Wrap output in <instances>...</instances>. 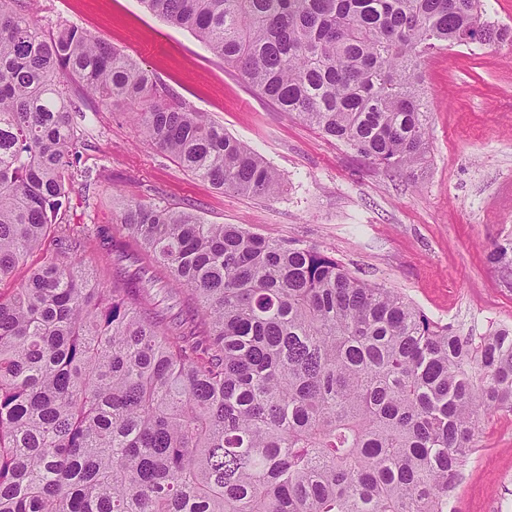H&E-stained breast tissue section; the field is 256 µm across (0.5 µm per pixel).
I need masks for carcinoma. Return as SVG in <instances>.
Wrapping results in <instances>:
<instances>
[{
  "instance_id": "cac0c4a2",
  "label": "carcinoma",
  "mask_w": 512,
  "mask_h": 512,
  "mask_svg": "<svg viewBox=\"0 0 512 512\" xmlns=\"http://www.w3.org/2000/svg\"><path fill=\"white\" fill-rule=\"evenodd\" d=\"M0 0V283L50 237L85 118L70 83L139 109L145 142L216 189L280 174L130 56ZM261 95L390 170L427 159L422 61L512 42L480 0H141ZM0 292V512H448L485 416L512 412V327L458 336L332 256L131 203ZM166 283L184 313L156 301Z\"/></svg>"
}]
</instances>
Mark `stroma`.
<instances>
[{"mask_svg":"<svg viewBox=\"0 0 512 512\" xmlns=\"http://www.w3.org/2000/svg\"><path fill=\"white\" fill-rule=\"evenodd\" d=\"M44 32L78 26L152 72L168 97L248 143L280 173L257 200L220 192L146 144L135 113L87 102L80 175L57 224L92 241L126 203L166 202L214 224L313 245L360 277L393 288L466 336L512 326V43L454 46L422 64L427 161L414 172L372 163L251 87L191 32L140 0H31ZM93 186H86V179ZM451 512H512V413L482 420L478 449L452 492Z\"/></svg>","mask_w":512,"mask_h":512,"instance_id":"obj_1","label":"stroma"}]
</instances>
